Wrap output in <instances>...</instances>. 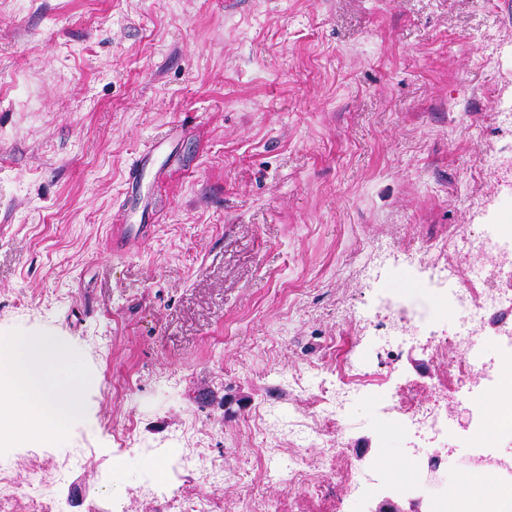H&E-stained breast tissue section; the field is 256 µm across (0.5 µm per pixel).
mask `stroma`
I'll return each instance as SVG.
<instances>
[{
  "mask_svg": "<svg viewBox=\"0 0 512 512\" xmlns=\"http://www.w3.org/2000/svg\"><path fill=\"white\" fill-rule=\"evenodd\" d=\"M509 105L512 0H0V331L90 377L60 438L0 450V492L373 512L412 451L373 430L388 400L467 391L463 350L397 344L413 320L380 300L423 299L441 246L512 208ZM119 224L152 231L117 257ZM350 370L371 384L329 476L266 481L291 454L261 413L307 421ZM479 402L430 451L477 447Z\"/></svg>",
  "mask_w": 512,
  "mask_h": 512,
  "instance_id": "stroma-1",
  "label": "stroma"
}]
</instances>
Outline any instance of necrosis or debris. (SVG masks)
I'll return each mask as SVG.
<instances>
[{
    "label": "necrosis or debris",
    "mask_w": 512,
    "mask_h": 512,
    "mask_svg": "<svg viewBox=\"0 0 512 512\" xmlns=\"http://www.w3.org/2000/svg\"><path fill=\"white\" fill-rule=\"evenodd\" d=\"M482 260L476 267V283L463 280L449 282L447 277L431 278L428 288L432 293L429 304L424 305L419 325H434L438 322H453L458 326L453 335L431 334L430 345L434 352H442L450 346L472 348L482 339L478 328L488 312L497 310L503 301H512V214L506 215L495 233L472 228L462 236V248L451 256L454 266L466 265L471 256ZM460 380L482 379L490 381L489 393L498 402L503 418L496 424L485 426L480 445L485 452L468 457L464 466L473 470L492 464L488 449L497 447L500 440L512 435V353L508 352L498 362L469 359L459 370ZM357 380H340L334 391H323L318 409L313 413L309 425L297 427L296 423H284L277 413H269L267 421L277 426L290 447L301 449L302 454L289 469L268 464L265 468L267 480L284 483L293 490H302L309 472H325L328 453L334 452L336 434L342 427L341 414L345 408L344 397L359 392ZM451 395L444 382L432 384L430 400L425 404L407 407L401 416L386 420L383 431L387 434L403 433L418 442H426L430 434L449 428L448 416L444 412ZM308 448L322 449V456H305Z\"/></svg>",
    "instance_id": "necrosis-or-debris-1"
}]
</instances>
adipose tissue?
Wrapping results in <instances>:
<instances>
[{
  "mask_svg": "<svg viewBox=\"0 0 512 512\" xmlns=\"http://www.w3.org/2000/svg\"><path fill=\"white\" fill-rule=\"evenodd\" d=\"M84 379L55 336L28 331L0 336V443L20 431L60 432L75 415ZM457 512H512V483L485 471L457 486Z\"/></svg>",
  "mask_w": 512,
  "mask_h": 512,
  "instance_id": "obj_1",
  "label": "adipose tissue"
}]
</instances>
